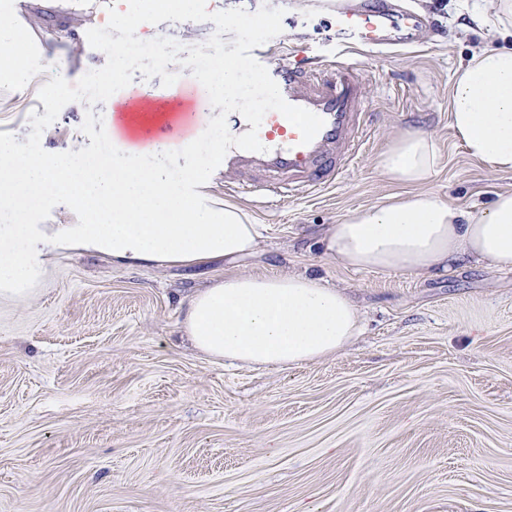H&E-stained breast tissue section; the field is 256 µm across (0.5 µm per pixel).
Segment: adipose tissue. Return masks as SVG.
<instances>
[{"label":"adipose tissue","instance_id":"obj_1","mask_svg":"<svg viewBox=\"0 0 512 512\" xmlns=\"http://www.w3.org/2000/svg\"><path fill=\"white\" fill-rule=\"evenodd\" d=\"M449 119L472 159L512 173V45L477 49L460 66ZM438 162L432 135L393 137L379 168L398 193L327 225L323 255L355 271L419 277L467 259L512 270V192L463 210L428 190ZM54 208L77 223H45ZM259 237L250 212L213 199L191 173L109 156L75 165L62 150L22 153L0 142V301L26 297L63 255L96 254L129 268L190 267L251 255ZM358 322L342 291L316 276L251 273L215 279L196 293L182 330L210 357L282 367L341 351Z\"/></svg>","mask_w":512,"mask_h":512}]
</instances>
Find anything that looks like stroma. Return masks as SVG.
Masks as SVG:
<instances>
[{
  "instance_id": "stroma-1",
  "label": "stroma",
  "mask_w": 512,
  "mask_h": 512,
  "mask_svg": "<svg viewBox=\"0 0 512 512\" xmlns=\"http://www.w3.org/2000/svg\"><path fill=\"white\" fill-rule=\"evenodd\" d=\"M436 32L377 60L368 90L377 131L343 181L321 196L255 211L256 254L232 267L127 268L59 258L25 299L0 303V512H512V271L465 262L419 278L352 271L322 254L324 225L396 193L378 158L403 132L431 134L439 166L428 189L472 210L512 191V174L471 159L449 124L455 70L498 30L467 27L490 0H412ZM105 0H12L29 68L0 83V132L25 142L44 112L40 87L77 82L107 57L89 29ZM283 9V45L336 34L301 0H217L216 10ZM211 22L146 25L148 38L205 43ZM169 87L135 73L106 102L67 104L42 145L80 136L86 112L113 127L122 152L156 151L132 122L191 137L198 87L190 69ZM309 273L345 291L361 327L344 350L291 368L230 365L182 339V307L225 270Z\"/></svg>"
}]
</instances>
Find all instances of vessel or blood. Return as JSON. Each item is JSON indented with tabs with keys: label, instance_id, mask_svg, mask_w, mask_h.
I'll return each instance as SVG.
<instances>
[{
	"label": "vessel or blood",
	"instance_id": "1",
	"mask_svg": "<svg viewBox=\"0 0 512 512\" xmlns=\"http://www.w3.org/2000/svg\"><path fill=\"white\" fill-rule=\"evenodd\" d=\"M323 21L338 41L332 57L301 49L252 51L283 98L320 116L324 125L310 143L279 112H268L258 137L264 149L230 148L219 167L225 196L294 200L339 184L376 129L367 85L376 74L370 59L421 45L429 18L407 0H321Z\"/></svg>",
	"mask_w": 512,
	"mask_h": 512
}]
</instances>
